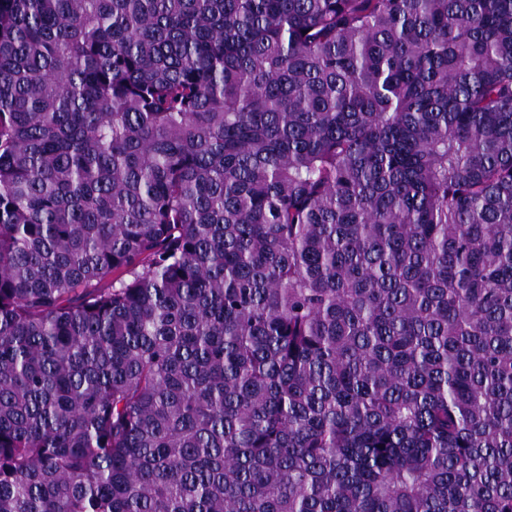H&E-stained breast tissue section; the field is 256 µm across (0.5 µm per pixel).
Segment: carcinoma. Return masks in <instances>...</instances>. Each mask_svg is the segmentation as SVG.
<instances>
[{
	"label": "carcinoma",
	"mask_w": 512,
	"mask_h": 512,
	"mask_svg": "<svg viewBox=\"0 0 512 512\" xmlns=\"http://www.w3.org/2000/svg\"><path fill=\"white\" fill-rule=\"evenodd\" d=\"M0 512H512V0H0Z\"/></svg>",
	"instance_id": "obj_1"
}]
</instances>
